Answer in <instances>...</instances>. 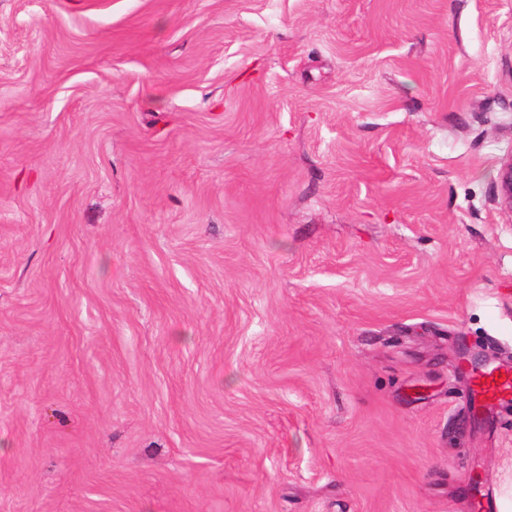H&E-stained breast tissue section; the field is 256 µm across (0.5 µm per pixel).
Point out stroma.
Masks as SVG:
<instances>
[{
  "mask_svg": "<svg viewBox=\"0 0 512 512\" xmlns=\"http://www.w3.org/2000/svg\"><path fill=\"white\" fill-rule=\"evenodd\" d=\"M512 0H0V512H512ZM494 199L499 210L512 217V153L499 161L494 179ZM472 394L485 405L512 404V368L494 367L474 376Z\"/></svg>",
  "mask_w": 512,
  "mask_h": 512,
  "instance_id": "1",
  "label": "stroma"
}]
</instances>
